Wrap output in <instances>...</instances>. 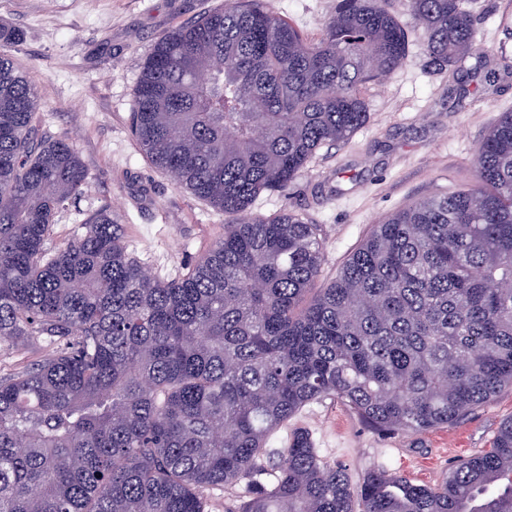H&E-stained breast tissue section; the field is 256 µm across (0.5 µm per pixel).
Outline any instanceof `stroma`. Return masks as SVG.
<instances>
[{"mask_svg": "<svg viewBox=\"0 0 512 512\" xmlns=\"http://www.w3.org/2000/svg\"><path fill=\"white\" fill-rule=\"evenodd\" d=\"M309 40H317L336 0H269ZM409 34L406 63L368 86L369 118L348 141L322 147L287 195L261 194L254 215L290 210L318 225L326 286L379 220L412 200L475 182L474 160L501 113L512 111V0H475L476 45L464 71L427 64L426 37L406 0H384ZM224 0H0V22L22 33L10 51L27 69L44 105V132L74 139L91 187L55 227L61 248L81 220L106 206L123 227L129 252L169 279L185 272L224 233V215L180 188L140 152L131 133L134 90L154 42L172 25L193 22ZM496 70L495 87L479 78ZM464 85L462 111L448 108L450 87ZM512 418V385L458 420L419 434H382L340 401L305 406L270 439L286 447L310 433L324 461L352 484L384 469L437 485L460 459L491 447Z\"/></svg>", "mask_w": 512, "mask_h": 512, "instance_id": "1", "label": "stroma"}]
</instances>
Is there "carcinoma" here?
Returning a JSON list of instances; mask_svg holds the SVG:
<instances>
[{
  "label": "carcinoma",
  "instance_id": "obj_1",
  "mask_svg": "<svg viewBox=\"0 0 512 512\" xmlns=\"http://www.w3.org/2000/svg\"><path fill=\"white\" fill-rule=\"evenodd\" d=\"M427 65L475 49L466 0H407ZM380 0H338L308 40L265 0H225L161 36L134 92L140 151L224 213L183 275L152 277L103 207L61 249L88 190L76 145L49 139L40 98L0 51V345L45 358L0 376V512H512V419L435 486L385 470L352 486L309 433L270 437L324 398L384 434L453 422L512 385V112L466 190L388 215L336 277L319 229L252 215L369 112L363 89L408 56Z\"/></svg>",
  "mask_w": 512,
  "mask_h": 512
}]
</instances>
